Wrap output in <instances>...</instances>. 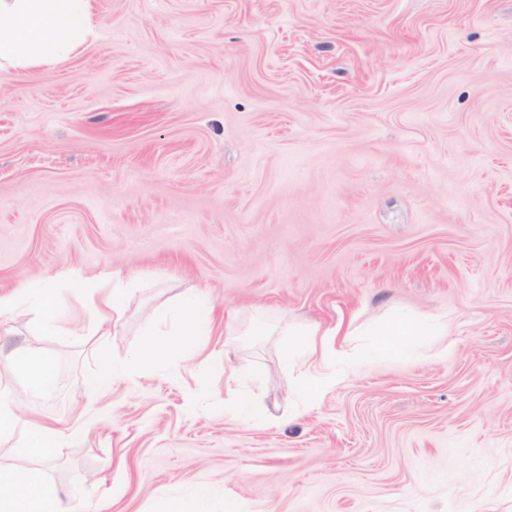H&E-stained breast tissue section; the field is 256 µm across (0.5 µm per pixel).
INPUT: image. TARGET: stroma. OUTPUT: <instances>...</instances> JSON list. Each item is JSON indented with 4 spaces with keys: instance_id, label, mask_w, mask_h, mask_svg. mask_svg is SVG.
I'll return each instance as SVG.
<instances>
[{
    "instance_id": "35a3bbf8",
    "label": "stroma",
    "mask_w": 512,
    "mask_h": 512,
    "mask_svg": "<svg viewBox=\"0 0 512 512\" xmlns=\"http://www.w3.org/2000/svg\"><path fill=\"white\" fill-rule=\"evenodd\" d=\"M97 41L0 76V294L65 269L96 298L139 288L108 335L75 289L0 317L22 418L84 434L39 468L74 512H512V0H96ZM206 290L198 352L129 374L143 330ZM258 309L341 326L359 367L228 336ZM444 315L412 354H373L392 311ZM51 361L35 394L15 352ZM114 376L87 389L102 363ZM260 425L224 413V366Z\"/></svg>"
}]
</instances>
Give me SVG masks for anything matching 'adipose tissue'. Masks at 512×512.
Returning a JSON list of instances; mask_svg holds the SVG:
<instances>
[{"instance_id": "ef3b65f1", "label": "adipose tissue", "mask_w": 512, "mask_h": 512, "mask_svg": "<svg viewBox=\"0 0 512 512\" xmlns=\"http://www.w3.org/2000/svg\"><path fill=\"white\" fill-rule=\"evenodd\" d=\"M93 0H0V75L26 76L43 72L81 55L96 38ZM50 286L21 288L0 296V315L30 306L38 327L45 332L64 331V321L50 300ZM177 322L175 337L163 339L161 331L149 328L141 347L127 364L128 372L171 356L175 349L197 344L211 332L214 305L207 293L193 290L177 298L173 310ZM277 324L279 335L287 339L289 364L319 358L328 369L316 387L317 393L335 388L347 376L345 370L330 368L337 352L334 331L316 325L284 324L278 313L269 312L251 324L254 334H262L268 324ZM379 350L399 352L409 349L420 336H444L447 320L438 317L416 318L400 315L377 330ZM0 381V446L8 445L32 456L44 455L77 429L62 431L50 424L24 420L18 416ZM0 512H71L45 477L33 469L0 467Z\"/></svg>"}]
</instances>
